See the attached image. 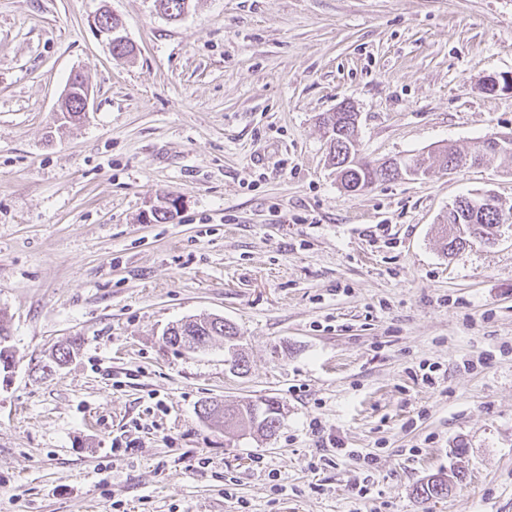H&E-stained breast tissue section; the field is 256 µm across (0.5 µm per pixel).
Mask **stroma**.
I'll use <instances>...</instances> for the list:
<instances>
[{
	"instance_id": "stroma-1",
	"label": "stroma",
	"mask_w": 512,
	"mask_h": 512,
	"mask_svg": "<svg viewBox=\"0 0 512 512\" xmlns=\"http://www.w3.org/2000/svg\"><path fill=\"white\" fill-rule=\"evenodd\" d=\"M489 75L512 0H0V512H512V155L435 165L512 133ZM343 102L360 157L430 173L342 189L320 118ZM485 192L500 239L444 253ZM203 317L238 352L165 343ZM258 397L273 435L200 416ZM119 19L115 16L112 17V13L110 12V16L107 13H98L95 18V23L100 29L102 33L107 34L110 37V45L112 47V53L117 56H125L130 54L133 51V47L128 43L127 40L123 41L121 38L118 41L112 42V34L115 35L120 30L121 26H118ZM114 28V29H113ZM77 96L80 99L81 103V112L85 113L89 111L90 101H91V89L89 85L83 81L81 75L79 73H74L69 81L67 89L64 95L61 98V106H64L68 100L72 99L73 96ZM80 105L78 100L73 98L69 101L65 114L69 115V118H76L81 116Z\"/></svg>"
}]
</instances>
